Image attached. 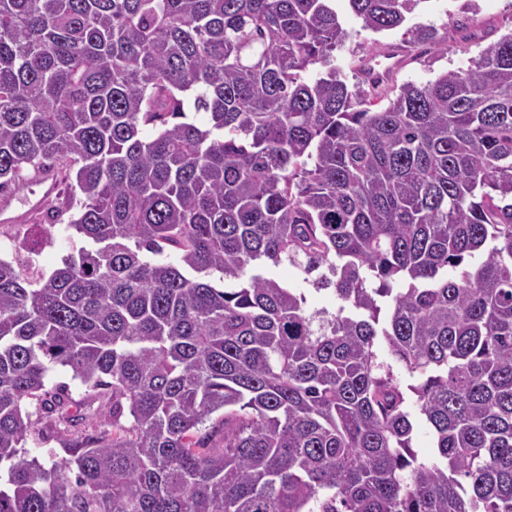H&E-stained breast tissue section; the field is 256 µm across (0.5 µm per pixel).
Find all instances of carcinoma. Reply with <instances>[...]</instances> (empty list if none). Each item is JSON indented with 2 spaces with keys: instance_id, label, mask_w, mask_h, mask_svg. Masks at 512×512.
Masks as SVG:
<instances>
[{
  "instance_id": "1",
  "label": "carcinoma",
  "mask_w": 512,
  "mask_h": 512,
  "mask_svg": "<svg viewBox=\"0 0 512 512\" xmlns=\"http://www.w3.org/2000/svg\"><path fill=\"white\" fill-rule=\"evenodd\" d=\"M332 2L0 0V195L54 170L85 242L0 259V512H512V30L390 94L333 67ZM270 276L288 283L290 288H300L307 297V306L310 310L320 308L332 309L335 307L336 300L328 291H316L312 285L304 282L305 277L298 269L289 264H283L279 267H272L268 270ZM43 436L45 439L41 435L38 436V434L27 436L26 449L29 451L30 456H38L44 462L61 458L64 455L62 439L65 436L49 430L44 432ZM51 451L54 453L53 457L50 455Z\"/></svg>"
}]
</instances>
